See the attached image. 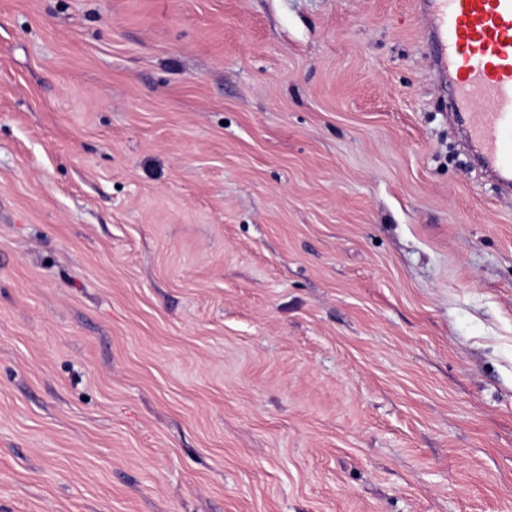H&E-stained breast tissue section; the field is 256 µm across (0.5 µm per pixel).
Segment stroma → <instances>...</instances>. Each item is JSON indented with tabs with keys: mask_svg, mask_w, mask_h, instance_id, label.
Instances as JSON below:
<instances>
[{
	"mask_svg": "<svg viewBox=\"0 0 512 512\" xmlns=\"http://www.w3.org/2000/svg\"><path fill=\"white\" fill-rule=\"evenodd\" d=\"M414 0H0V512H512V194Z\"/></svg>",
	"mask_w": 512,
	"mask_h": 512,
	"instance_id": "stroma-1",
	"label": "stroma"
}]
</instances>
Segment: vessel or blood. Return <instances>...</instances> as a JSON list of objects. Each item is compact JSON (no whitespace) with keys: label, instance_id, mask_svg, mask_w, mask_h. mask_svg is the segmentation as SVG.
I'll use <instances>...</instances> for the list:
<instances>
[{"label":"vessel or blood","instance_id":"obj_1","mask_svg":"<svg viewBox=\"0 0 512 512\" xmlns=\"http://www.w3.org/2000/svg\"><path fill=\"white\" fill-rule=\"evenodd\" d=\"M432 64L472 149L512 186V0H418Z\"/></svg>","mask_w":512,"mask_h":512}]
</instances>
